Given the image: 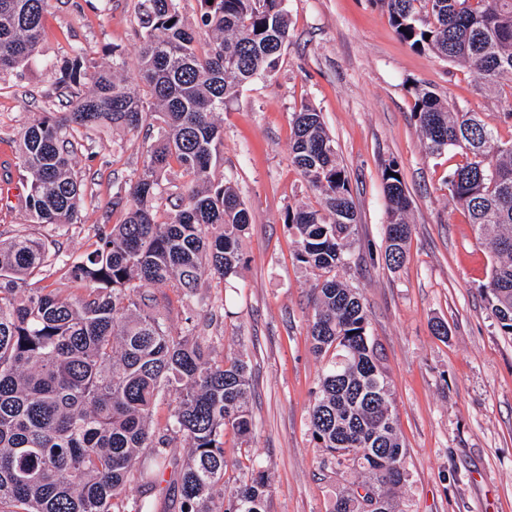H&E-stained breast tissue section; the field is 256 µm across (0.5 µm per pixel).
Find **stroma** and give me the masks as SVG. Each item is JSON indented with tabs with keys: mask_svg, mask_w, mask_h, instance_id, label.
I'll return each mask as SVG.
<instances>
[{
	"mask_svg": "<svg viewBox=\"0 0 512 512\" xmlns=\"http://www.w3.org/2000/svg\"><path fill=\"white\" fill-rule=\"evenodd\" d=\"M137 0H47L41 48L62 58L69 44L89 46L100 65L113 48L134 72ZM290 43L273 76L244 86L222 114L224 159L211 172L229 180L251 224L235 276L205 281L193 298L191 323L213 362L243 358L251 378L253 430L224 431L229 466L214 494L224 500L252 469L265 470L266 512H329L338 487L359 473H337L318 448L308 413L324 366L311 349L316 272L295 259L288 209L318 198L291 162V119L301 105L321 113L348 171L358 224L348 264L339 276L357 289L371 336L393 393L408 477L399 512H512V336L502 335L484 286L492 258L452 199L448 172L458 151L424 150L413 114V83L427 84L462 110L479 112L502 140L512 127L506 108L479 76L400 41L372 0H287ZM55 76L36 65L0 75V155L13 156L20 131L43 112H58ZM155 131L104 130L76 165L87 185L77 224L63 230L67 256L90 249L99 225L120 224L126 206H113L112 186L135 177ZM401 169L411 206V237L403 265L385 261L387 202L382 170ZM448 327L436 335L435 323ZM152 492L154 512H180L174 490L188 444H175Z\"/></svg>",
	"mask_w": 512,
	"mask_h": 512,
	"instance_id": "1",
	"label": "stroma"
}]
</instances>
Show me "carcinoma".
<instances>
[{
    "label": "carcinoma",
    "instance_id": "obj_1",
    "mask_svg": "<svg viewBox=\"0 0 512 512\" xmlns=\"http://www.w3.org/2000/svg\"><path fill=\"white\" fill-rule=\"evenodd\" d=\"M187 23L177 0H138L135 87L123 52L112 68L73 43L61 63L40 57L46 0H0V73L39 63L70 95L65 112H47L21 132L16 166L24 173L23 207L33 224L52 229L77 222L83 178L72 158L92 149L105 127L138 131L151 116L162 132L142 172L120 183L112 205L128 206L122 224L102 225L91 251L68 263L41 236L0 241V512H152L172 444L190 451L179 476L181 512H213L224 483V429L251 433L248 365L210 361L192 336H175L173 318L204 277L237 273L250 213L229 182L214 184L223 159L219 115L240 88L274 74L289 40L286 0H197ZM401 41L476 73L490 89L512 90V0H374ZM209 35L199 50L198 30ZM430 39H425V35ZM425 150H459L448 191L468 214L493 258L485 291L502 334L512 336V142L502 141L481 113L453 108L428 86L412 87ZM291 155L319 207L288 211L295 258L322 272L309 324L312 350L327 357L310 412V430L338 469L364 480L340 489L331 512H366L374 496L395 512L407 477L387 376L368 335L359 295L338 270L358 223L347 171L317 110L294 112ZM177 163L190 181L178 187L177 209L159 220L161 176ZM395 161L382 171L388 202L385 260L401 266L411 235L410 199ZM60 265L85 294L64 296L39 285ZM170 289L169 297L164 289ZM174 396L166 433L151 428L160 395ZM137 483L140 494L126 495ZM269 481L252 470L224 502V512H265Z\"/></svg>",
    "mask_w": 512,
    "mask_h": 512
}]
</instances>
